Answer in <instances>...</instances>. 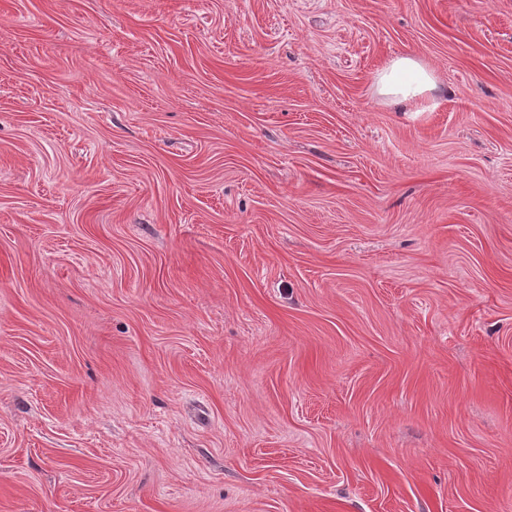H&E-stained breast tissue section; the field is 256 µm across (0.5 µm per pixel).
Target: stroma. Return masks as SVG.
<instances>
[{
	"instance_id": "stroma-1",
	"label": "stroma",
	"mask_w": 512,
	"mask_h": 512,
	"mask_svg": "<svg viewBox=\"0 0 512 512\" xmlns=\"http://www.w3.org/2000/svg\"><path fill=\"white\" fill-rule=\"evenodd\" d=\"M0 512H512V0H0ZM374 83L385 104L398 109L421 105L422 111L428 110V102L438 89L434 71L412 54L389 59L376 70Z\"/></svg>"
}]
</instances>
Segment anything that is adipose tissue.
<instances>
[{
  "label": "adipose tissue",
  "instance_id": "1",
  "mask_svg": "<svg viewBox=\"0 0 512 512\" xmlns=\"http://www.w3.org/2000/svg\"><path fill=\"white\" fill-rule=\"evenodd\" d=\"M374 83L385 104L398 109L423 105L438 88L430 66L410 54L389 59L376 70Z\"/></svg>",
  "mask_w": 512,
  "mask_h": 512
}]
</instances>
